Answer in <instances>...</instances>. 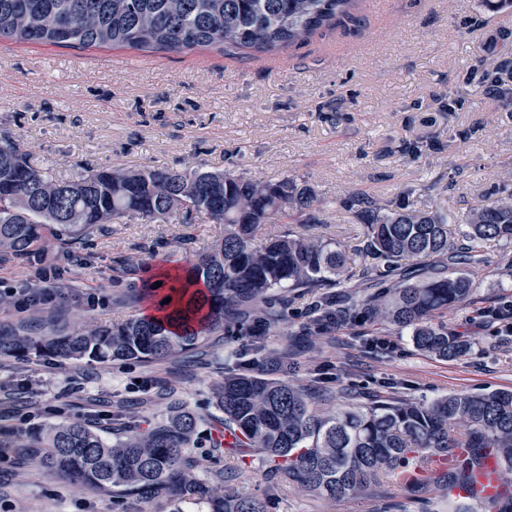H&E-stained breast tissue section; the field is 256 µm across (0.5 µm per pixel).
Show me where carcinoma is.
<instances>
[{
    "instance_id": "carcinoma-1",
    "label": "carcinoma",
    "mask_w": 512,
    "mask_h": 512,
    "mask_svg": "<svg viewBox=\"0 0 512 512\" xmlns=\"http://www.w3.org/2000/svg\"><path fill=\"white\" fill-rule=\"evenodd\" d=\"M357 0H0V41L85 49L112 45L145 51L269 53L302 43L352 16ZM314 190L291 178L276 182L232 171L112 166L59 181L32 166L20 144L0 138V255L44 262L53 241L82 239L99 224L224 225V237L178 271L171 301L157 316H129L62 336L0 338L4 353L35 350L61 360L155 362L188 355L208 337L245 325L272 293L336 285L347 255L321 236L285 230L257 238L264 224L315 219ZM365 226L367 253L394 283L348 297L356 315L412 330L422 352L442 359L465 343L440 321L469 298L470 270L484 263L481 245L512 240V193L493 207L448 218L414 216L355 198L348 205ZM459 226L454 242L448 223ZM435 258L442 271L422 277L413 258ZM223 414L214 448L244 462L265 455L272 477L286 475L330 499L379 492L386 478L450 512H512V391L451 393L429 403L378 400L363 408L317 411L299 387L246 371L229 373L213 391ZM200 416L179 399L167 419L108 441L80 420L49 428L39 463L70 480L120 495L195 494ZM495 459L499 485L483 497L485 461ZM215 512H267L262 499L227 493Z\"/></svg>"
}]
</instances>
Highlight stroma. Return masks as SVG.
<instances>
[{
  "label": "stroma",
  "instance_id": "obj_1",
  "mask_svg": "<svg viewBox=\"0 0 512 512\" xmlns=\"http://www.w3.org/2000/svg\"><path fill=\"white\" fill-rule=\"evenodd\" d=\"M496 69L512 87V7L488 0H361L354 20L301 44L246 57L215 51L74 50L0 44V136L15 138L30 164L59 180L112 165L229 170L262 181L286 176L313 188L324 208L314 233L340 243L351 286L366 287L377 263L365 228L345 201L355 196L418 214L456 216L494 205L512 190V98L490 92ZM220 224H103L55 245L50 260L64 296L40 306L34 337L109 324L156 308L166 288L143 298L157 269L184 265L223 234ZM465 304L448 327L470 350L444 360L415 347L410 331L367 318L309 325L325 297L348 288L280 295L260 337L230 328L189 358L154 363L60 361L30 353L0 357V512H172L170 495H117L68 480L8 446L55 417L97 419L106 438L129 421L163 419L176 393L204 419L216 415L213 386L246 369L303 387L321 411L386 396L429 402L450 392L512 390V335L490 313L512 299V241L484 244ZM204 496L183 512H212L222 492L267 502V512H446L398 485L385 497L332 500L270 478L261 456L231 483L223 449H193Z\"/></svg>",
  "mask_w": 512,
  "mask_h": 512
}]
</instances>
